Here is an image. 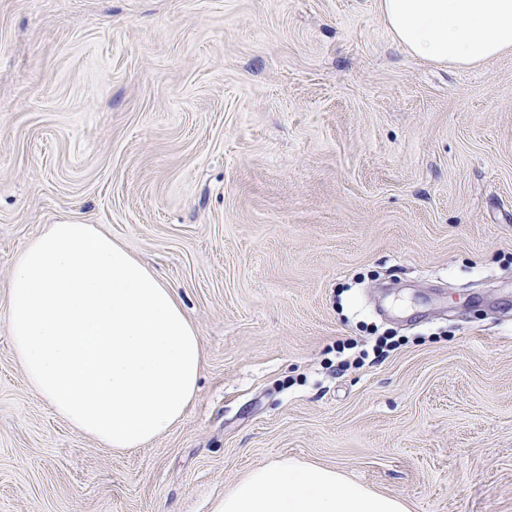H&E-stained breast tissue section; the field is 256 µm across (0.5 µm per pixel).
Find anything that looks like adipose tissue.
<instances>
[{
	"label": "adipose tissue",
	"instance_id": "obj_1",
	"mask_svg": "<svg viewBox=\"0 0 512 512\" xmlns=\"http://www.w3.org/2000/svg\"><path fill=\"white\" fill-rule=\"evenodd\" d=\"M411 56L471 68L512 52V0H380ZM5 316L30 388L115 451L181 421L201 339L176 293L95 224H52L18 255ZM211 512H408L398 497L293 457L252 468Z\"/></svg>",
	"mask_w": 512,
	"mask_h": 512
}]
</instances>
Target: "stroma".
<instances>
[{
	"label": "stroma",
	"instance_id": "stroma-1",
	"mask_svg": "<svg viewBox=\"0 0 512 512\" xmlns=\"http://www.w3.org/2000/svg\"><path fill=\"white\" fill-rule=\"evenodd\" d=\"M51 224L164 279L202 374L117 452L0 315V512H210L282 456L512 512V53L416 59L379 0H0V311Z\"/></svg>",
	"mask_w": 512,
	"mask_h": 512
}]
</instances>
